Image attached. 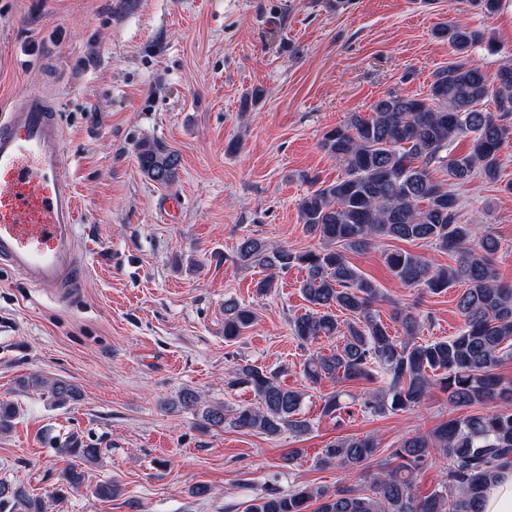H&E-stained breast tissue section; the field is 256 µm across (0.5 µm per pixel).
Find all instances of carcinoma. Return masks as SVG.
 I'll return each instance as SVG.
<instances>
[{"label":"carcinoma","instance_id":"carcinoma-1","mask_svg":"<svg viewBox=\"0 0 512 512\" xmlns=\"http://www.w3.org/2000/svg\"><path fill=\"white\" fill-rule=\"evenodd\" d=\"M435 34L448 42L454 59L434 75L426 96L390 91L370 106L368 115L354 112L323 135L321 148L343 176L332 182L310 177L314 189L298 203L300 222L319 239L320 248L297 251L246 235L231 261L239 269L267 272L256 283L259 296L278 287V275L305 271L300 291L310 309L293 320V336L302 346L342 339L328 355H309L303 372L311 383L338 376L380 380L382 389L359 402L362 411L378 415L413 409L436 388L446 394L453 412L473 405L493 404L495 409L453 416L429 433L406 438L393 450L398 463L372 476L365 490L306 486L287 494L271 491L254 498L246 512H308L312 505L313 512H478L488 482L512 468V384L496 374L497 366L512 357V285L500 281L495 267L497 238L460 222L458 193L475 175L499 181L501 148L512 139V63L491 78L472 60V50L482 43L495 51L486 31L448 22ZM491 96L494 112L481 108ZM462 141L467 149L458 152ZM137 160L142 173L160 185L178 178L180 155L161 142L142 140ZM379 238L425 241L455 255V265L447 267L407 250L384 254V262L403 286L430 294L461 286L456 306L464 324L458 333L420 343L418 315L399 307L393 309V320L401 335L387 330L377 310L387 297L345 255L368 249ZM338 310L350 319L339 322ZM255 320L253 307L224 301L225 340L239 338ZM20 383L44 392L56 408L81 397L77 385L38 373ZM228 385L249 389L256 403L241 404L229 415L222 406L207 407L204 428L229 425L269 438L285 431L300 437L311 430L302 416L304 393L281 384L277 373L246 362L236 367ZM16 415L15 405L0 402V432L12 428ZM434 451L448 462L446 479L420 497L415 482ZM376 452L371 436L338 437L321 449L318 461L349 472ZM55 454L66 463L56 489L62 496L86 484V466L100 461L103 449L72 435ZM120 492L110 480L93 487L100 499ZM0 512H46V503L21 486L0 481Z\"/></svg>","mask_w":512,"mask_h":512}]
</instances>
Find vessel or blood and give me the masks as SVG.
Returning <instances> with one entry per match:
<instances>
[{
    "label": "vessel or blood",
    "instance_id": "vessel-or-blood-1",
    "mask_svg": "<svg viewBox=\"0 0 512 512\" xmlns=\"http://www.w3.org/2000/svg\"><path fill=\"white\" fill-rule=\"evenodd\" d=\"M0 266L67 303L87 266L75 226L79 201L69 176L59 115L43 93L0 114Z\"/></svg>",
    "mask_w": 512,
    "mask_h": 512
}]
</instances>
